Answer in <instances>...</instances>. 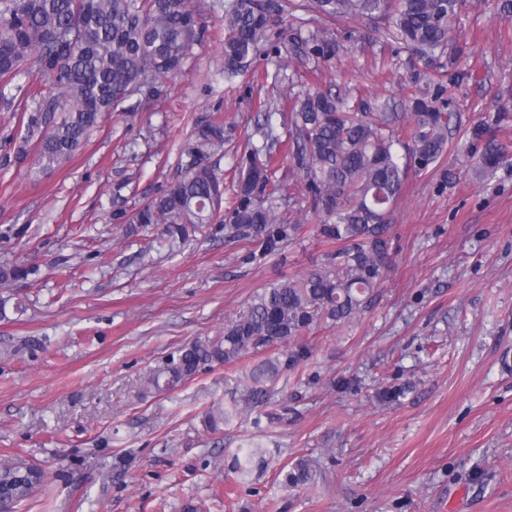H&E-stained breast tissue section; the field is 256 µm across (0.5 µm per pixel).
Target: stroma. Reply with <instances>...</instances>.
Instances as JSON below:
<instances>
[{"label": "stroma", "instance_id": "35a3bbf8", "mask_svg": "<svg viewBox=\"0 0 512 512\" xmlns=\"http://www.w3.org/2000/svg\"><path fill=\"white\" fill-rule=\"evenodd\" d=\"M193 2L200 37L177 74L135 94V114L113 112L58 170L16 162L26 97L0 88V263L36 269L9 288L24 313L0 317V464L45 473L17 512H512V160L480 176L472 139L512 112V20L497 0H467L456 22L465 49L442 59L444 74H470L452 90L460 124L443 157L408 179L388 231L395 266L367 308L313 325L270 402L213 431L206 411L232 407L266 352L149 396L144 379L336 246L317 237L287 164L275 178L301 227L266 256L220 224L173 247L154 225L130 237L117 213L180 175L196 122L223 119L230 140L209 163L229 181L237 144L265 141L260 101L282 139L290 86L401 112L421 65L349 22L318 69L263 46L228 80L224 0ZM243 446L259 453L241 474ZM301 459L314 483L282 486L280 467Z\"/></svg>", "mask_w": 512, "mask_h": 512}]
</instances>
